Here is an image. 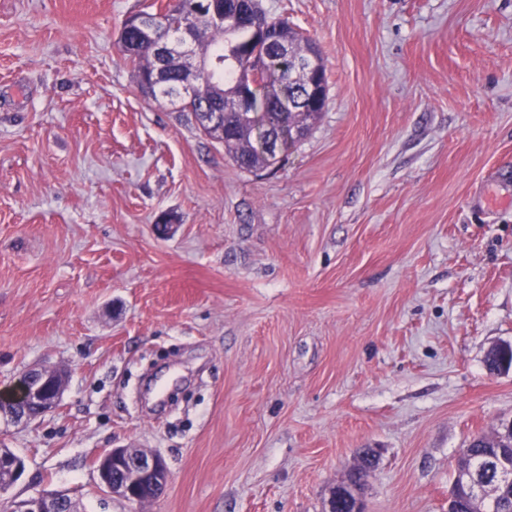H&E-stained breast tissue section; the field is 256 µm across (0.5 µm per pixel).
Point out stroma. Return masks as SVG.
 Wrapping results in <instances>:
<instances>
[{
	"mask_svg": "<svg viewBox=\"0 0 512 512\" xmlns=\"http://www.w3.org/2000/svg\"><path fill=\"white\" fill-rule=\"evenodd\" d=\"M159 2L0 0V395L67 371L0 428V512H323L366 448L368 512H448L512 419V0H261L328 86L253 171L142 96L117 41ZM115 446L165 458L159 497L99 486ZM270 35L280 40L289 41L294 46V56L303 58L313 44L308 36L294 28L288 19L269 15ZM67 373L64 368L38 364L22 375L12 405L0 406V424H29L56 410L63 397ZM469 465L480 478L489 475V467L492 462V442L485 435L474 436L467 448ZM5 449L12 452L8 448ZM10 452H6L2 448L0 449V475L3 472L9 479H17L18 481L25 470L24 460L17 454ZM11 485H13V481L7 482L4 475H1V487H9ZM11 512H79L65 494L44 492L18 502Z\"/></svg>",
	"mask_w": 512,
	"mask_h": 512,
	"instance_id": "1",
	"label": "stroma"
}]
</instances>
